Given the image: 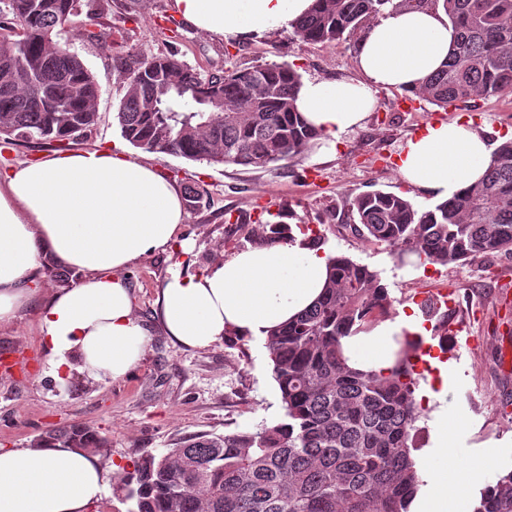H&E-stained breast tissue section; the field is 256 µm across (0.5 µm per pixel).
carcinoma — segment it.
<instances>
[{
	"instance_id": "obj_1",
	"label": "carcinoma",
	"mask_w": 512,
	"mask_h": 512,
	"mask_svg": "<svg viewBox=\"0 0 512 512\" xmlns=\"http://www.w3.org/2000/svg\"><path fill=\"white\" fill-rule=\"evenodd\" d=\"M88 6L76 36L99 37L95 16L110 0H0V136L66 146L91 130L101 92L59 30ZM442 6L458 30L448 61L415 96L446 110L512 93V0H315L294 27L334 46L389 8ZM116 113L122 136L153 154L265 167L310 148L319 132L294 101L302 75L287 61L224 68L206 76L174 54L130 53ZM197 108L181 112L178 100ZM186 208L204 194L184 188ZM352 233L389 250L400 267L448 266L478 254L512 253V140L498 144L486 177L429 209L381 190L348 196ZM294 239L291 225L259 223L256 245ZM321 298L265 336L282 414L257 430L189 435L163 454L141 453L119 481L126 512H410L420 486L416 372L407 349L386 374L350 368L340 339L385 320L393 300L377 271L330 255ZM82 425L53 428L35 448H103ZM472 512H512V471L480 494Z\"/></svg>"
}]
</instances>
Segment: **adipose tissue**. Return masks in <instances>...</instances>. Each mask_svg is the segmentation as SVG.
Listing matches in <instances>:
<instances>
[{
  "label": "adipose tissue",
  "instance_id": "ef3b65f1",
  "mask_svg": "<svg viewBox=\"0 0 512 512\" xmlns=\"http://www.w3.org/2000/svg\"><path fill=\"white\" fill-rule=\"evenodd\" d=\"M314 0H173L184 22L220 40L262 39L293 29ZM456 41L443 7L392 10L370 24L355 49V79L303 80L295 106L337 145L361 127L378 87L413 91L437 71ZM494 143L487 125L457 118L429 123L400 146L397 173L437 201L454 197L486 173ZM185 221L178 189L155 166L123 153L94 149L53 154L0 175V323L35 299L43 261L81 273L52 294L41 314L43 343L56 379L73 366L94 378L125 377L139 362L148 332L136 315L121 273L164 252ZM328 262L302 238L253 246L203 272L175 274L161 291V321L174 341L210 346L225 334L263 336L322 294ZM414 316L343 338L351 367L388 372L394 339L418 332ZM432 491L416 512H450L448 467L431 459ZM108 471L79 448L0 451V512H85L106 493Z\"/></svg>",
  "mask_w": 512,
  "mask_h": 512
}]
</instances>
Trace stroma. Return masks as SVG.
<instances>
[{"label": "stroma", "instance_id": "35a3bbf8", "mask_svg": "<svg viewBox=\"0 0 512 512\" xmlns=\"http://www.w3.org/2000/svg\"><path fill=\"white\" fill-rule=\"evenodd\" d=\"M123 2L113 0L111 13L99 16V41L77 39L68 28L61 33L102 82L97 122L71 148H122L127 156L154 165L177 188L196 186L207 203L187 212L170 250L144 256L121 273L149 334L142 358L122 379L96 380L78 369L65 381L54 378L40 333V310L42 301L61 286L49 268L41 269L37 300L14 320L0 324V448H23L48 429L80 424L108 435L106 447L98 452L100 461L124 473L132 470L142 451L165 453L183 436L252 430L276 419L280 395L263 337L187 348L165 333L157 306L172 273L197 274L218 257L246 249L258 221L271 220L306 225L323 240L324 251L378 270L395 310L418 314L416 290L436 293L442 280L458 286L453 319L480 343L460 346L457 359L448 363L449 381L428 375L420 379L418 393L429 414L421 422L417 457L447 459L452 480L469 461L486 457L487 486L512 471V369L505 365L512 360V305L499 295L512 286V254L479 255L458 265L407 271L384 247L353 236L335 214L342 197L373 190L405 196L422 209L432 207V200L406 187L386 161L422 126L456 119L458 110L412 101L406 92L384 87L378 89V105L363 127L341 144L320 140L275 165L244 168L148 153L122 136L115 119L125 95L121 59L129 53H174L202 74L285 60L302 77L335 79L355 76L356 43L329 47L280 31L229 44L185 24L171 0H150L131 17ZM439 420L453 435L447 450L432 446L430 427Z\"/></svg>", "mask_w": 512, "mask_h": 512}]
</instances>
